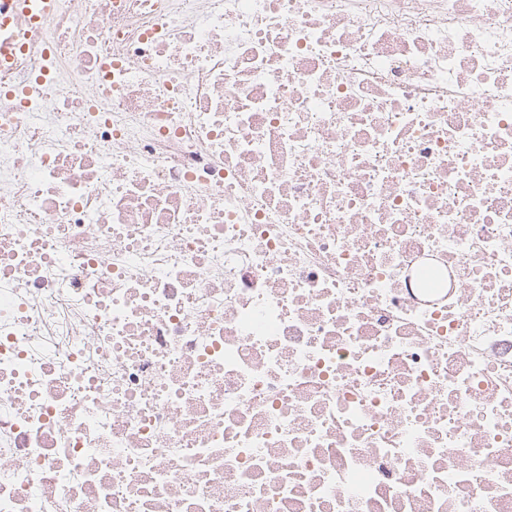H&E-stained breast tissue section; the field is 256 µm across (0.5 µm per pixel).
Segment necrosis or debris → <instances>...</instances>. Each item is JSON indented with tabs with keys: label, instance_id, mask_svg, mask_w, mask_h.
Segmentation results:
<instances>
[{
	"label": "necrosis or debris",
	"instance_id": "obj_1",
	"mask_svg": "<svg viewBox=\"0 0 512 512\" xmlns=\"http://www.w3.org/2000/svg\"><path fill=\"white\" fill-rule=\"evenodd\" d=\"M13 36L0 512H512V0Z\"/></svg>",
	"mask_w": 512,
	"mask_h": 512
}]
</instances>
